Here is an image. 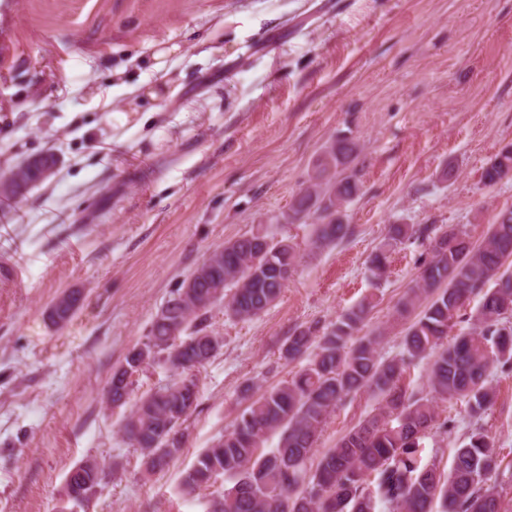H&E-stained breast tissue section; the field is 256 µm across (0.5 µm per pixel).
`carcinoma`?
Listing matches in <instances>:
<instances>
[{
    "label": "carcinoma",
    "mask_w": 512,
    "mask_h": 512,
    "mask_svg": "<svg viewBox=\"0 0 512 512\" xmlns=\"http://www.w3.org/2000/svg\"><path fill=\"white\" fill-rule=\"evenodd\" d=\"M359 156L354 138L336 137L317 158L302 188L281 214L283 223L313 220L309 245L332 247L352 235L343 206L359 192L345 170ZM512 177V147L500 151L485 169L484 179ZM40 184L39 175L15 167L0 186ZM498 213L481 243L451 228L433 238L431 258L422 263L415 284L401 302L409 311L422 310L405 330L398 358L378 353L376 341L354 339L366 319L367 299L347 310L323 330L299 327L281 346L280 358L305 364L291 378L253 400L236 418L233 429L202 449L183 473L182 490L191 494L229 485L208 502L207 512H504L502 491L493 481L499 468L486 430L475 428L468 442L455 450L448 473L422 463L420 441L435 427L439 404L463 400L479 421L493 405L495 390L488 369L495 364L512 370V209ZM427 225L389 226L386 242L370 259L372 276L383 279L390 252L413 236L428 238ZM297 246L272 242L257 231L214 248L195 271L211 268L194 294L184 284L171 291L153 318L144 341L135 345L112 371L106 395L112 407L131 405L121 432L140 452L148 472L164 469L183 451L180 427L198 405L178 386L188 379L198 386L197 373L221 351L223 343L211 329L212 309L249 320L272 306L286 279L295 271ZM478 309L468 315L470 327L444 344L448 330L465 315L474 295ZM84 296L69 293L66 306L52 324L65 327L81 308ZM425 358L429 391L422 395L402 383L403 375ZM153 363H163L173 379L131 400L134 377ZM369 392L377 399L373 413L312 462L314 448L327 419L347 397ZM277 446L265 449L269 433ZM106 466L96 458L76 464L65 477L64 495L79 491L92 500L103 488Z\"/></svg>",
    "instance_id": "1"
}]
</instances>
